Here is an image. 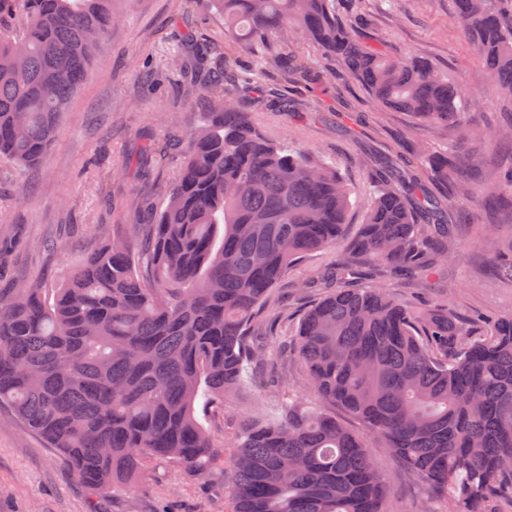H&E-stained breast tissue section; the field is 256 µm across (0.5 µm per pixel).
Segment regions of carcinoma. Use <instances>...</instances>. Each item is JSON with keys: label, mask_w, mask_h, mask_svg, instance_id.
Masks as SVG:
<instances>
[{"label": "carcinoma", "mask_w": 512, "mask_h": 512, "mask_svg": "<svg viewBox=\"0 0 512 512\" xmlns=\"http://www.w3.org/2000/svg\"><path fill=\"white\" fill-rule=\"evenodd\" d=\"M259 67L284 82L307 66L289 59L298 38L342 62L386 106L438 125L462 111L458 84L428 61L362 47L336 16L339 0H201ZM456 15L497 85L512 94V0H454ZM19 12L22 29L3 24ZM119 17L112 0H0V156L23 168L44 161L99 43ZM183 75L208 73L204 125L156 223L114 233L78 260L47 299L41 282L0 286V407L42 436L87 486L128 487L157 456L206 473L216 448H232L224 477L230 512H385L386 481L367 445L335 416L283 398L276 413L236 412L218 443L198 403L222 404L250 366L265 361L260 336L288 322L271 296L297 260L336 249L351 207L342 173L312 152L258 133L237 87L236 57L187 40L172 54ZM160 150L145 143L137 169ZM456 152L397 148L375 174L358 238L335 261L339 284L310 306L293 335L307 387L360 419L452 512H486L512 494V313L482 336L442 302H398L382 285H341L354 269L391 268L431 279L453 245L444 234L451 198L481 191ZM288 386L257 384L260 398Z\"/></svg>", "instance_id": "carcinoma-1"}]
</instances>
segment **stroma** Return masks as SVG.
<instances>
[{"mask_svg":"<svg viewBox=\"0 0 512 512\" xmlns=\"http://www.w3.org/2000/svg\"><path fill=\"white\" fill-rule=\"evenodd\" d=\"M112 9L121 21L99 46L45 161L21 170L0 157V222L13 225L16 237L9 279L38 278L45 288H55L77 259L98 250L113 233L152 223L183 164L186 136L209 109L207 94L181 93L182 77L169 54L189 32L201 41L224 42L223 20L193 0H114ZM338 18L354 29L361 45L429 61L460 84L466 105L459 125L419 121L376 100L337 61L301 41L292 50L315 62L319 83L288 85L270 74L264 94L245 93L243 104L262 134L293 140L344 172L355 204L343 244L357 237L363 203L374 189L370 174L396 143L454 149L481 168L483 180L496 183L502 164L512 162V142H481L476 135L512 117V97L471 54L454 0H345ZM146 139L165 148V161L129 169L128 159ZM448 221L461 256L449 260L438 277L411 281L363 268L348 278V286L380 283L419 307L446 301L474 335L484 334L491 317L512 313V274L490 262L495 251L512 244V211L477 195L449 209ZM62 236L67 249H45L46 241ZM283 375L290 393L307 395L299 366L278 344H269L266 366L249 371L239 394L225 405L198 406L199 420L223 437L235 412L271 410L270 402L258 401L253 381ZM366 437L372 461L387 480L386 512H448L447 502L410 475L382 438ZM231 492L223 463L201 477L161 459L150 461L133 487L92 490L72 477L41 436L0 408V512H229Z\"/></svg>","mask_w":512,"mask_h":512,"instance_id":"35a3bbf8","label":"stroma"}]
</instances>
